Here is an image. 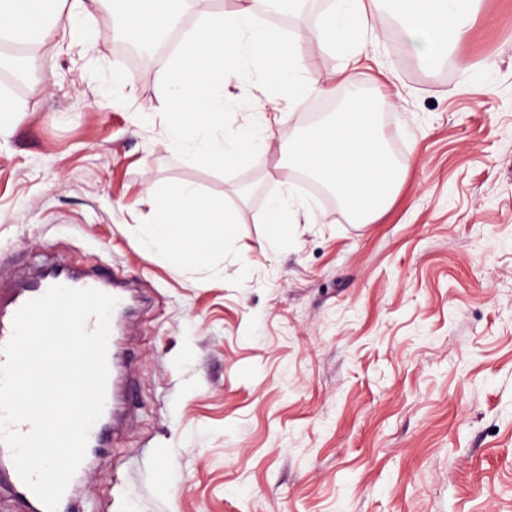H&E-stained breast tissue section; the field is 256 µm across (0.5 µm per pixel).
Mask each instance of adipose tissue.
<instances>
[{"label": "adipose tissue", "mask_w": 512, "mask_h": 512, "mask_svg": "<svg viewBox=\"0 0 512 512\" xmlns=\"http://www.w3.org/2000/svg\"><path fill=\"white\" fill-rule=\"evenodd\" d=\"M111 0H0V39L37 47L71 34ZM112 29L149 43L172 20L199 0H119ZM376 0H334L315 34V47L331 49L344 65L331 84L342 85L351 102L341 121L305 128L283 145L288 162L324 184L342 203L354 224L371 223L392 202L397 170L386 149L377 113L364 87L347 64L363 48V37L376 31ZM480 0H406L398 22L400 34L430 56L446 55L467 32ZM256 0H230L228 7L199 12L196 25L170 59L159 89L166 148L198 162L226 167L239 163L271 137L272 119L250 115L232 129L225 121L229 85L269 82L297 102L316 93L300 64V49L256 21ZM147 201L154 214L140 243L149 251L193 266L224 248L233 210L202 196L193 186L154 189Z\"/></svg>", "instance_id": "obj_1"}]
</instances>
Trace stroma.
Masks as SVG:
<instances>
[{
  "mask_svg": "<svg viewBox=\"0 0 512 512\" xmlns=\"http://www.w3.org/2000/svg\"><path fill=\"white\" fill-rule=\"evenodd\" d=\"M367 40L354 80L401 182L373 223L327 193L269 239L262 216L297 184L280 147L339 94L281 102L267 146L225 170L172 154L155 117L167 39L149 63L109 13L0 67L19 111L0 125V285L65 259L153 299L130 359L134 415L71 490L75 512H512V0H481L441 57ZM313 84L340 59L309 40L319 0L283 12ZM196 186L236 209L211 266L140 249L146 190Z\"/></svg>",
  "mask_w": 512,
  "mask_h": 512,
  "instance_id": "1",
  "label": "stroma"
}]
</instances>
